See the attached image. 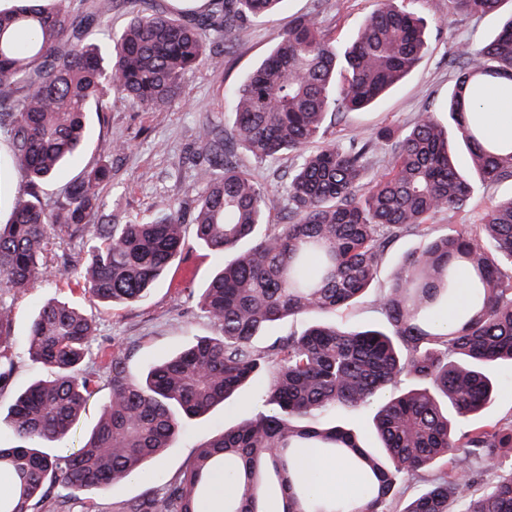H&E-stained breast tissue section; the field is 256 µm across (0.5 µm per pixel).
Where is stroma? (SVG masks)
<instances>
[{
    "mask_svg": "<svg viewBox=\"0 0 512 512\" xmlns=\"http://www.w3.org/2000/svg\"><path fill=\"white\" fill-rule=\"evenodd\" d=\"M415 9L429 24L430 48L417 68L376 105L331 125L328 138L344 143L349 138L368 139L382 126L405 131L419 114L446 105L456 71L448 57L462 43L481 46L502 25L499 14H455L448 0H415ZM375 0H284L272 15L253 19L231 37L230 52L218 60H206L186 77V94L159 110H140L119 103L100 117L90 114L88 138L83 151L72 159L43 187V197L52 201L75 181L87 167L105 164L112 170L102 197L109 209L133 221H147L179 203L191 209L202 188L196 171L206 161L207 152L197 131L201 124L231 125L234 120L231 88L242 83L278 42L289 22L301 15L314 16L319 27L337 45L352 42L359 27L371 15ZM118 152H110V145ZM240 165L275 192V205L266 221L285 220L286 202L277 195L275 176L294 167L296 157L287 154L262 164L254 163L249 152L237 148ZM512 197V181H502L481 190L463 212L437 215L430 224L431 234L447 232L452 224H479L494 203ZM214 256L192 246L181 263L159 281L148 297L136 304L106 306L78 287V268L66 276L37 282L13 302V326L17 336L11 353L15 371L10 385L0 390V408L10 404L14 394L39 376L29 360L23 338L38 305L51 299H66L92 318L96 337L84 362L86 372L98 377L97 392L83 411L78 429L87 432L99 420L110 394L107 366L113 347H120L129 373L138 377L151 365L182 347L195 337H217V324L196 307L197 298L215 272ZM252 409L244 399L217 408L212 414L189 423L173 448L149 465L147 480H133L105 490L77 495L53 488L41 503L40 512H115L118 504L139 498L153 489L163 488L193 456L198 444L223 427L244 422Z\"/></svg>",
    "mask_w": 512,
    "mask_h": 512,
    "instance_id": "1",
    "label": "stroma"
}]
</instances>
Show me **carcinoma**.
I'll return each mask as SVG.
<instances>
[{
  "label": "carcinoma",
  "mask_w": 512,
  "mask_h": 512,
  "mask_svg": "<svg viewBox=\"0 0 512 512\" xmlns=\"http://www.w3.org/2000/svg\"><path fill=\"white\" fill-rule=\"evenodd\" d=\"M109 35L94 0H13L0 7V136L16 179L11 218L0 223V386L14 370L11 303L38 281L84 260L85 291L107 304L142 301L191 244L222 259L199 309L221 327L129 375L112 351L111 393L99 422L77 444L80 415L94 393L82 368L95 326L77 307H39L25 341L44 372L18 391L0 443V512H38L50 488L100 490L142 476L187 423L247 396L253 416L201 444L161 493L118 512H202L224 478V512H267L275 479L279 512H512V418L476 422L496 388L488 367L512 363V197L488 209L477 229L450 225L428 236L429 222L466 208L488 183L512 180V139L484 138L480 100L493 83L512 81V14L489 42L457 47L448 125L420 113L402 134L384 126L368 141L338 145L329 125L380 100L427 50V26L408 0H377L350 46L339 48L312 15L297 17L261 64L232 90L228 134L208 123L198 139L218 160L198 171L204 190L186 237L182 205L147 222L103 211L107 165L73 182L52 206L40 189L84 147L87 115L120 102L157 109L179 97L185 77L251 19L281 0H209L206 24L153 10ZM505 0H449L456 14L501 11ZM234 141L259 163L286 152L299 163L280 182L288 221L265 232L268 190L224 151ZM474 176L458 164L455 141ZM390 168L368 174L370 156ZM424 235L376 299L384 320L352 329L325 320L364 297L388 244ZM78 251L58 255L62 244ZM62 258V264L55 263ZM470 305L450 325L443 307L464 277ZM287 317L312 322L266 347L255 339ZM373 409L378 447L335 421L348 409ZM310 451L346 460L359 476L358 505L325 493L322 476L296 467Z\"/></svg>",
  "instance_id": "1"
}]
</instances>
